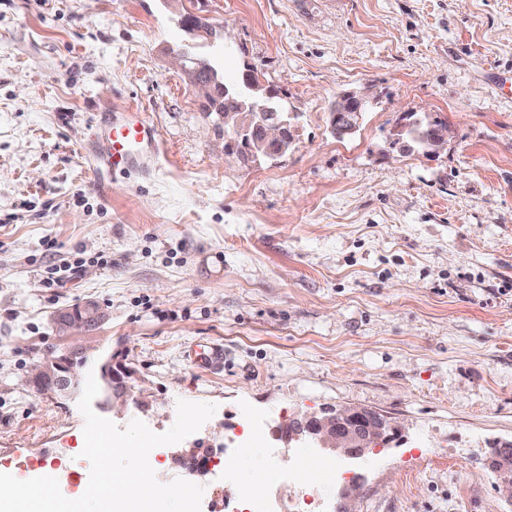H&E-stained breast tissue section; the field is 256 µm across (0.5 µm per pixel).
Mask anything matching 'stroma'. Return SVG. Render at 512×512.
<instances>
[{"label": "stroma", "mask_w": 512, "mask_h": 512, "mask_svg": "<svg viewBox=\"0 0 512 512\" xmlns=\"http://www.w3.org/2000/svg\"><path fill=\"white\" fill-rule=\"evenodd\" d=\"M187 11L212 24L193 52L227 83L251 65L279 90L288 154L225 157L223 123L175 64ZM504 68L512 0H0V472L87 487L76 399L25 384L47 350L84 345L89 370L116 354L134 371L145 404L104 411L119 427L163 433L178 400L215 405L152 463L160 482L203 486L201 512L252 483L250 512H297V462L321 512L346 487L337 464L357 474L354 512H512L487 464L512 439ZM348 91L371 105L339 137ZM126 110L155 125L158 154L119 175L92 132ZM425 115L449 130L435 155L398 137ZM51 265L63 287H45ZM87 299L102 326L57 335L54 314ZM214 344L223 364L198 362ZM342 405L388 416L401 441L352 460L279 444L293 419ZM252 426L263 447L238 453ZM190 449L232 459L235 479L185 469Z\"/></svg>", "instance_id": "obj_1"}]
</instances>
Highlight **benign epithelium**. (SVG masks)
<instances>
[{
    "instance_id": "obj_1",
    "label": "benign epithelium",
    "mask_w": 512,
    "mask_h": 512,
    "mask_svg": "<svg viewBox=\"0 0 512 512\" xmlns=\"http://www.w3.org/2000/svg\"><path fill=\"white\" fill-rule=\"evenodd\" d=\"M369 104L363 95L352 92L342 94L333 109L334 115L343 112L352 115L350 123L339 128L342 134H350L357 128L362 112ZM259 134L268 144H276L292 136L291 122L281 118L278 113L265 115L258 123ZM106 319L105 313L93 300L80 303L79 307H67L53 317L55 329L65 334L70 330L92 331ZM86 354L83 347L72 346L63 352L52 351L36 364L28 376L27 382L38 390L66 391L77 389V378L71 364ZM101 374L106 387L112 391V398L123 405L130 397L128 380L132 370L124 363L108 358L101 365ZM286 441L308 439L323 448H332L342 455L361 456L370 448L388 445L401 436V429L387 416L378 412L355 406H343L329 409L323 413L305 414L289 422L283 432ZM498 462L495 472L501 480L500 490L504 497L512 500V460L495 456Z\"/></svg>"
}]
</instances>
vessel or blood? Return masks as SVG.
Returning <instances> with one entry per match:
<instances>
[{"instance_id":"1","label":"vessel or blood","mask_w":512,"mask_h":512,"mask_svg":"<svg viewBox=\"0 0 512 512\" xmlns=\"http://www.w3.org/2000/svg\"><path fill=\"white\" fill-rule=\"evenodd\" d=\"M94 146L113 171L133 173L141 169L144 156L155 153L157 131L153 123L138 114L112 115Z\"/></svg>"}]
</instances>
